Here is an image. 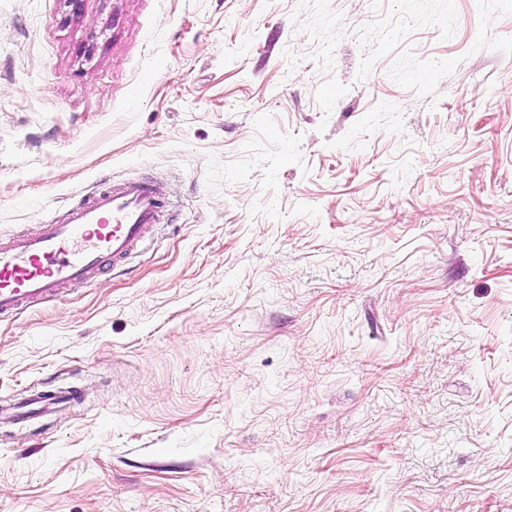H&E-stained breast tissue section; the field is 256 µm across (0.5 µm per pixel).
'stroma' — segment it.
Segmentation results:
<instances>
[{
  "instance_id": "1",
  "label": "stroma",
  "mask_w": 512,
  "mask_h": 512,
  "mask_svg": "<svg viewBox=\"0 0 512 512\" xmlns=\"http://www.w3.org/2000/svg\"><path fill=\"white\" fill-rule=\"evenodd\" d=\"M169 200L0 318V512H512V0H0V235ZM79 393L71 388L53 391H40L27 398L2 401L0 403V420L21 423L35 416L47 415L58 407L77 401Z\"/></svg>"
}]
</instances>
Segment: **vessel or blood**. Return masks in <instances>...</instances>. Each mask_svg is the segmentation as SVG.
<instances>
[{
    "instance_id": "1",
    "label": "vessel or blood",
    "mask_w": 512,
    "mask_h": 512,
    "mask_svg": "<svg viewBox=\"0 0 512 512\" xmlns=\"http://www.w3.org/2000/svg\"><path fill=\"white\" fill-rule=\"evenodd\" d=\"M166 207L160 188L147 179L93 188L38 233L0 238V316L25 304L52 299L60 288L91 280L105 261L120 263L142 243ZM62 388L0 402V420L21 423L78 400Z\"/></svg>"
}]
</instances>
